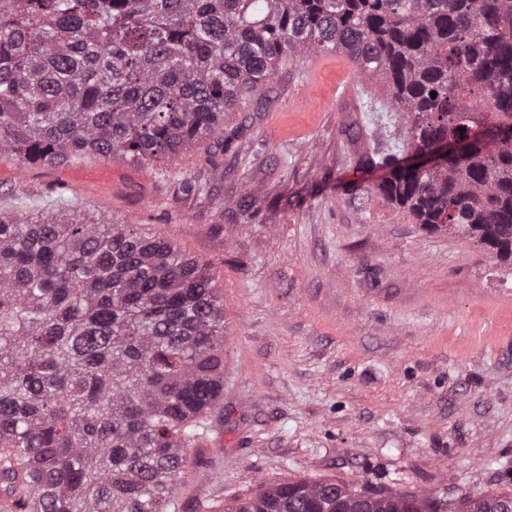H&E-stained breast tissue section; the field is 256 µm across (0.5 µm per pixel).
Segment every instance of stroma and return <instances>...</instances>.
I'll use <instances>...</instances> for the list:
<instances>
[{"instance_id": "35a3bbf8", "label": "stroma", "mask_w": 512, "mask_h": 512, "mask_svg": "<svg viewBox=\"0 0 512 512\" xmlns=\"http://www.w3.org/2000/svg\"><path fill=\"white\" fill-rule=\"evenodd\" d=\"M224 116L228 148L132 164L0 157V208L61 196L172 240L217 276L224 400L180 512L299 479L512 492V266L377 190L402 116L346 55L301 57Z\"/></svg>"}]
</instances>
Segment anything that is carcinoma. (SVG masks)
Segmentation results:
<instances>
[{
  "label": "carcinoma",
  "instance_id": "obj_1",
  "mask_svg": "<svg viewBox=\"0 0 512 512\" xmlns=\"http://www.w3.org/2000/svg\"><path fill=\"white\" fill-rule=\"evenodd\" d=\"M390 87L407 157L378 190L512 261V0H0V154L145 164L226 144L224 113L303 54ZM0 209V512H177L224 394L216 276L162 236L60 200ZM445 512L428 494L300 479L224 512ZM458 512H512L489 492Z\"/></svg>",
  "mask_w": 512,
  "mask_h": 512
}]
</instances>
